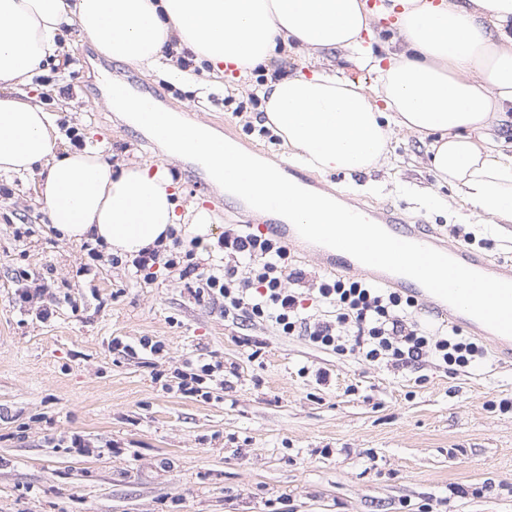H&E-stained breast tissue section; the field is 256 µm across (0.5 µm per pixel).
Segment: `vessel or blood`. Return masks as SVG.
Instances as JSON below:
<instances>
[{
	"instance_id": "b4317fda",
	"label": "vessel or blood",
	"mask_w": 512,
	"mask_h": 512,
	"mask_svg": "<svg viewBox=\"0 0 512 512\" xmlns=\"http://www.w3.org/2000/svg\"><path fill=\"white\" fill-rule=\"evenodd\" d=\"M364 215L399 239L432 247L470 269L501 280L512 281V264L506 266L499 262L495 263L484 254L475 252L470 248L441 243L434 238L429 229L419 224L405 222L392 209H368L365 210ZM263 219L267 233L285 242L298 239L299 234L297 230L286 218L267 212L264 213ZM319 258L323 267L365 275L380 284L399 288L410 294V296L419 298L424 303L427 312L447 319L450 323L465 326L477 335L489 339L500 357L501 365L505 366L512 363V337L501 335L489 329L475 318L456 310L442 299L429 293L416 280L404 275L365 266L350 254L329 247L323 248L320 251Z\"/></svg>"
}]
</instances>
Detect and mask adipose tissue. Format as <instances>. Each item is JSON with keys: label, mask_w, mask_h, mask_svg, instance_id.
<instances>
[{"label": "adipose tissue", "mask_w": 512, "mask_h": 512, "mask_svg": "<svg viewBox=\"0 0 512 512\" xmlns=\"http://www.w3.org/2000/svg\"><path fill=\"white\" fill-rule=\"evenodd\" d=\"M385 27H378V20ZM77 25L112 60L177 78L181 59L207 63L199 94L284 54L343 51L371 76L325 68L269 72L261 97L291 160L320 171L364 172L388 157V128L422 139L428 163L471 216L512 223V0H0V175L38 173L50 224L126 259L171 245L170 229L206 235L201 207L177 214L166 167L113 170L97 147L57 149L52 113L26 85L58 59Z\"/></svg>", "instance_id": "1"}]
</instances>
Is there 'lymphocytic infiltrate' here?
I'll return each instance as SVG.
<instances>
[{"mask_svg": "<svg viewBox=\"0 0 512 512\" xmlns=\"http://www.w3.org/2000/svg\"><path fill=\"white\" fill-rule=\"evenodd\" d=\"M224 249L235 263L180 266L177 255H163L153 248L132 262L136 275L153 267H181L194 276L196 296L222 298L228 313H243L249 319L273 322L286 335L299 334L315 346L349 353L368 362L406 366L423 356H437L450 369L468 368L483 349L463 337L459 328L429 330L416 319L418 302L391 288L362 280L339 277L316 281L320 301L333 307L331 319L304 315L287 282H302L303 274L290 268V254L278 239L245 229L226 231ZM247 262L248 276H240V262Z\"/></svg>", "mask_w": 512, "mask_h": 512, "instance_id": "f902f5d3", "label": "lymphocytic infiltrate"}]
</instances>
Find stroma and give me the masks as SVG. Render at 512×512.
Returning <instances> with one entry per match:
<instances>
[{"instance_id": "35a3bbf8", "label": "stroma", "mask_w": 512, "mask_h": 512, "mask_svg": "<svg viewBox=\"0 0 512 512\" xmlns=\"http://www.w3.org/2000/svg\"><path fill=\"white\" fill-rule=\"evenodd\" d=\"M62 40L59 62L42 65L29 88L55 116L58 148H73L77 135L113 167L166 166L178 205L215 217L198 247L179 233L178 251L221 263L225 226L248 216L109 107L104 81L111 72L134 80L161 108L234 132L265 161H287L250 100L254 77L202 101L200 67L172 82L107 59L77 26ZM424 152L396 129L386 165L321 179L346 200L391 207L445 235L462 225L480 253L512 258V234L467 217ZM37 183L31 174L0 192V512H512V409L498 407L512 400V367L498 364L491 343L458 372L433 356L396 368L316 347L196 299L194 279L178 270L143 281L109 254L89 262L83 244L49 224ZM424 188L444 206L421 204ZM23 271L57 299L49 319L15 304ZM145 336L162 351L138 348ZM116 338L135 352L113 350ZM189 363L215 366L209 397L173 384ZM76 434L89 452L72 447Z\"/></svg>"}]
</instances>
